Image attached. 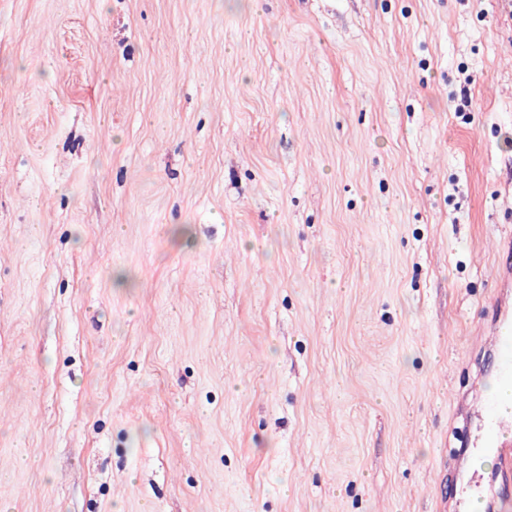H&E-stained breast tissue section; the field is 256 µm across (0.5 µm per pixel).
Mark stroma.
Listing matches in <instances>:
<instances>
[{
  "instance_id": "1",
  "label": "stroma",
  "mask_w": 512,
  "mask_h": 512,
  "mask_svg": "<svg viewBox=\"0 0 512 512\" xmlns=\"http://www.w3.org/2000/svg\"><path fill=\"white\" fill-rule=\"evenodd\" d=\"M503 272L512 0H0V512H446Z\"/></svg>"
}]
</instances>
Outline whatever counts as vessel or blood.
Returning a JSON list of instances; mask_svg holds the SVG:
<instances>
[{
  "label": "vessel or blood",
  "mask_w": 512,
  "mask_h": 512,
  "mask_svg": "<svg viewBox=\"0 0 512 512\" xmlns=\"http://www.w3.org/2000/svg\"><path fill=\"white\" fill-rule=\"evenodd\" d=\"M485 336L495 354V384L479 389L483 424L477 451L495 454L498 460L494 512H512V411L503 409L505 397L512 396V305L500 303L499 316Z\"/></svg>",
  "instance_id": "vessel-or-blood-1"
}]
</instances>
